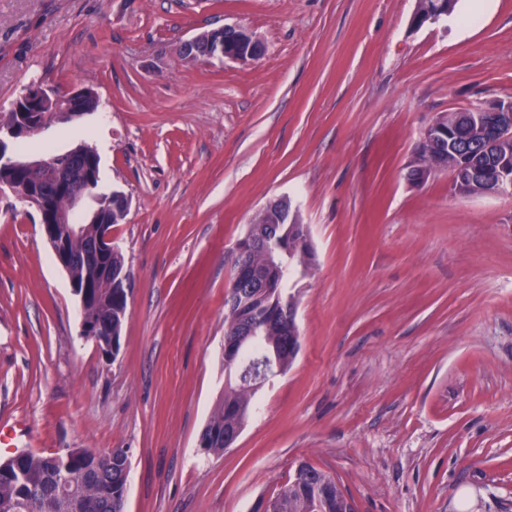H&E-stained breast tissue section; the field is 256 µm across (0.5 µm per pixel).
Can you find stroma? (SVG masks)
Listing matches in <instances>:
<instances>
[{"label":"stroma","instance_id":"stroma-1","mask_svg":"<svg viewBox=\"0 0 512 512\" xmlns=\"http://www.w3.org/2000/svg\"><path fill=\"white\" fill-rule=\"evenodd\" d=\"M473 4L415 30L418 0H0V116L34 83L94 91L25 153L96 149L131 275L108 360L0 192V460L129 449L125 512H252L302 462L357 512H512V194L406 180L440 115L512 100V0ZM225 25L262 56L176 54ZM283 196L314 255L287 282L301 347L208 454L234 250Z\"/></svg>","mask_w":512,"mask_h":512}]
</instances>
